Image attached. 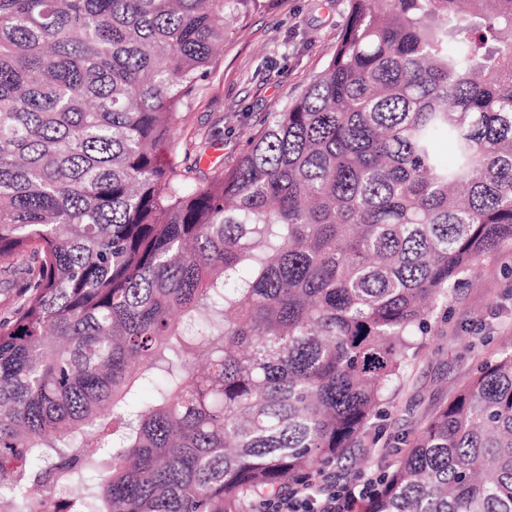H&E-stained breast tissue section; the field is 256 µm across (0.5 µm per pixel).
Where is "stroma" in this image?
<instances>
[{
    "label": "stroma",
    "instance_id": "stroma-1",
    "mask_svg": "<svg viewBox=\"0 0 512 512\" xmlns=\"http://www.w3.org/2000/svg\"><path fill=\"white\" fill-rule=\"evenodd\" d=\"M348 0H272L231 28L224 49L180 108L172 156L206 174L233 167L270 113L329 62ZM25 258L0 259V317L20 301ZM512 349V246L485 255L432 313L424 345L345 459L324 463L337 486L376 478L400 459L431 409L486 359Z\"/></svg>",
    "mask_w": 512,
    "mask_h": 512
}]
</instances>
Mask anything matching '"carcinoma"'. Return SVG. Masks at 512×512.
<instances>
[{"mask_svg":"<svg viewBox=\"0 0 512 512\" xmlns=\"http://www.w3.org/2000/svg\"><path fill=\"white\" fill-rule=\"evenodd\" d=\"M348 0L325 69L211 177L170 148L266 0H0V512H244L341 460L512 243V0ZM366 512H512V352ZM27 263L25 257L0 259V318L15 309L20 301Z\"/></svg>","mask_w":512,"mask_h":512,"instance_id":"1","label":"carcinoma"}]
</instances>
